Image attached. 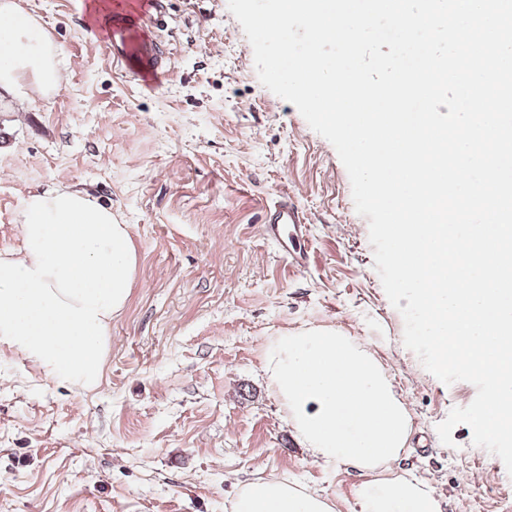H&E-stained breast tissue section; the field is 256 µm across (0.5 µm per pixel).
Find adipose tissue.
<instances>
[{"instance_id": "1", "label": "adipose tissue", "mask_w": 512, "mask_h": 512, "mask_svg": "<svg viewBox=\"0 0 512 512\" xmlns=\"http://www.w3.org/2000/svg\"><path fill=\"white\" fill-rule=\"evenodd\" d=\"M0 90L34 82L58 88L61 50L17 0H0ZM22 247L0 254V344L38 364L48 379L96 388L112 320L135 285L138 253L128 225L83 189L31 194L20 213ZM268 386L307 454L367 476L356 512H438L435 492L388 466L406 446L411 417L382 365L354 337L330 328L289 332L268 348ZM229 512H335L325 495L285 478H257Z\"/></svg>"}]
</instances>
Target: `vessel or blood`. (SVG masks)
I'll use <instances>...</instances> for the list:
<instances>
[{"label": "vessel or blood", "mask_w": 512, "mask_h": 512, "mask_svg": "<svg viewBox=\"0 0 512 512\" xmlns=\"http://www.w3.org/2000/svg\"><path fill=\"white\" fill-rule=\"evenodd\" d=\"M143 1L111 0L103 17L110 31L106 49L113 63L127 72L141 78H159L166 73V53L144 28ZM301 224L297 208L284 201L270 215L265 234L276 241L293 238Z\"/></svg>", "instance_id": "b4317fda"}]
</instances>
